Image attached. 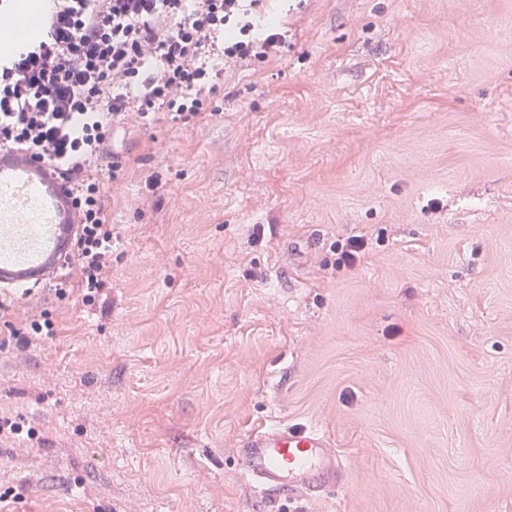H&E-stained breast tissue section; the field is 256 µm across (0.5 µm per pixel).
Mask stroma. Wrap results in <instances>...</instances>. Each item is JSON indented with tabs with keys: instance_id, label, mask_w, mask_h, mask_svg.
I'll list each match as a JSON object with an SVG mask.
<instances>
[{
	"instance_id": "35a3bbf8",
	"label": "stroma",
	"mask_w": 512,
	"mask_h": 512,
	"mask_svg": "<svg viewBox=\"0 0 512 512\" xmlns=\"http://www.w3.org/2000/svg\"><path fill=\"white\" fill-rule=\"evenodd\" d=\"M276 19L210 116L115 129L93 300L0 282V512H512V0ZM285 424L335 491L244 473ZM241 459L269 495L289 488L320 494L336 488L345 476L344 461L328 437L306 427L255 428L243 442Z\"/></svg>"
}]
</instances>
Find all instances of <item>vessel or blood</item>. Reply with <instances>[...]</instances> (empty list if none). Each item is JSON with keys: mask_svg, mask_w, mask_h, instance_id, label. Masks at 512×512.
Masks as SVG:
<instances>
[{"mask_svg": "<svg viewBox=\"0 0 512 512\" xmlns=\"http://www.w3.org/2000/svg\"><path fill=\"white\" fill-rule=\"evenodd\" d=\"M76 221L59 167L21 145L0 149V224L38 225L39 243L58 259L65 253L64 227ZM241 459L271 495L291 489L315 495L334 489L345 476L328 437L306 427L255 428L243 442Z\"/></svg>", "mask_w": 512, "mask_h": 512, "instance_id": "1", "label": "vessel or blood"}]
</instances>
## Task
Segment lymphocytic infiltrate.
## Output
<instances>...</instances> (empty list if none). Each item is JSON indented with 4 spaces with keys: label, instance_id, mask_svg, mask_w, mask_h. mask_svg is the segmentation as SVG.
Returning <instances> with one entry per match:
<instances>
[{
    "label": "lymphocytic infiltrate",
    "instance_id": "lymphocytic-infiltrate-1",
    "mask_svg": "<svg viewBox=\"0 0 512 512\" xmlns=\"http://www.w3.org/2000/svg\"><path fill=\"white\" fill-rule=\"evenodd\" d=\"M263 0H47L43 33L0 68V146L61 165L80 216L75 269L86 298L102 287L112 226L100 161L115 126L208 110L223 71L277 56L286 36L258 24Z\"/></svg>",
    "mask_w": 512,
    "mask_h": 512
}]
</instances>
